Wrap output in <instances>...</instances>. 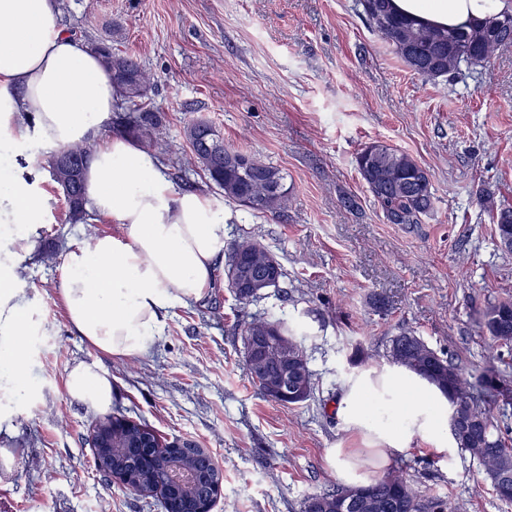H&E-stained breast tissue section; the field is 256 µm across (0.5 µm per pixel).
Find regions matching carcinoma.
<instances>
[{"mask_svg":"<svg viewBox=\"0 0 512 512\" xmlns=\"http://www.w3.org/2000/svg\"><path fill=\"white\" fill-rule=\"evenodd\" d=\"M360 14L368 26L381 35V39L408 68L428 79L448 78L462 68L490 64L497 54L512 43L492 31L490 23L512 28V12L503 11L466 29L433 27L398 15L389 8L390 0H356ZM93 49L111 71L115 91L136 115L127 121L138 137L152 142V126L145 113L140 111L148 97L151 76L134 59L112 53V47L95 44ZM428 61L419 69L413 67L412 57ZM185 136L196 166L208 178L209 183L224 193V199L245 207L254 213H277L288 204V188L285 174L279 167L257 156L240 152L224 145L220 134L208 122L199 119L190 122ZM356 166L368 191L380 206L389 224H420L435 208L429 170L407 152L386 142L374 141L364 145L357 153ZM89 162L85 146L73 144L50 155L47 164L53 181L62 190L68 207L69 220L73 224L89 223L84 200V174ZM477 201L489 211L495 224L496 236L503 231L512 234V205L498 204L488 191L479 192ZM258 244L252 241L235 243L228 258L227 270H233L239 255L254 251ZM512 312V297L491 302L478 319V330L497 347L512 346V324L501 327L497 316ZM416 336L409 329L401 330L390 339L387 357L407 348L408 339ZM453 379L440 390L448 398L449 426L456 418L463 420L475 416L482 420L480 439L485 447L477 453L469 441L454 435L456 442L470 452L484 467L493 489L499 484L512 486V446L501 435L498 415L506 412L508 403L499 396L500 371L489 366L470 383L464 378V370L453 356L442 357ZM155 431L142 421H135L118 434L117 450L112 465L126 466L140 474L141 484L164 493L173 486L175 474L181 466L168 459L162 449L153 453L138 445L142 435H154ZM182 461L190 469L187 495L193 501H206L213 497L221 471L215 467L211 456L190 443L182 451ZM364 491L376 499L379 507L374 512H447V502L438 497H425L399 474L378 479L375 483L351 488L349 492ZM342 491L333 487L308 496L302 512H326L329 498Z\"/></svg>","mask_w":512,"mask_h":512,"instance_id":"1","label":"carcinoma"}]
</instances>
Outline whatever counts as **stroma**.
I'll list each match as a JSON object with an SVG mask.
<instances>
[{
	"mask_svg": "<svg viewBox=\"0 0 512 512\" xmlns=\"http://www.w3.org/2000/svg\"><path fill=\"white\" fill-rule=\"evenodd\" d=\"M356 0H64L59 24L85 43L103 41L153 76L145 103L159 126L176 191H199L235 217L229 239L264 244L285 272L277 290L240 303L223 268L205 300L172 309L150 357L112 359L70 329L59 300L67 252L111 220L69 224L47 168L48 148L19 147L10 177L45 203L23 264L41 326L24 395L0 389V512H161L106 484L86 437L97 414L65 390L75 362L112 375L111 413L141 418L163 436L209 449L224 474L214 512H301L307 496L337 485L331 448L359 442L336 415L356 369L382 367L401 329L451 350L479 372L492 354L512 381V351L496 350L476 321L512 297V253L497 245L480 190L512 204V47L456 80L411 72L363 20ZM203 119L225 145L287 174L288 208L254 214L196 172L183 130ZM411 154L431 174L435 210L416 225L386 223L356 168L365 144ZM352 197L356 208L344 207ZM385 301L375 311L373 299ZM256 317L304 326L314 375L299 405L266 400L244 361V328ZM421 494L450 512H512L482 465L461 448L438 453L422 439L391 459Z\"/></svg>",
	"mask_w": 512,
	"mask_h": 512,
	"instance_id": "1",
	"label": "stroma"
}]
</instances>
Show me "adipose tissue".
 Instances as JSON below:
<instances>
[{
    "label": "adipose tissue",
    "instance_id": "1",
    "mask_svg": "<svg viewBox=\"0 0 512 512\" xmlns=\"http://www.w3.org/2000/svg\"><path fill=\"white\" fill-rule=\"evenodd\" d=\"M505 0H391L394 11L437 27L470 25L502 11ZM0 150L38 140L90 150L85 173L89 213L112 219L118 234L94 236L65 258L60 301L75 335L116 359L150 356L169 311L208 297L224 256L223 207L201 192H174L156 153L101 128L118 107L111 73L86 44L61 28L53 0H0ZM42 198L14 179L0 181V223L16 227L0 243V383L25 389L27 351L37 310L18 273L29 255ZM69 397L87 411L112 405L103 366L79 362L65 380ZM357 448L329 449L326 461L347 487L371 484L379 468L419 437L448 450V400L433 384L398 365L351 379L336 402Z\"/></svg>",
    "mask_w": 512,
    "mask_h": 512
}]
</instances>
